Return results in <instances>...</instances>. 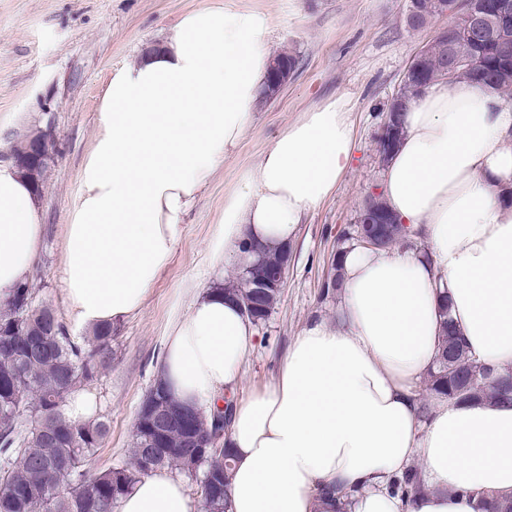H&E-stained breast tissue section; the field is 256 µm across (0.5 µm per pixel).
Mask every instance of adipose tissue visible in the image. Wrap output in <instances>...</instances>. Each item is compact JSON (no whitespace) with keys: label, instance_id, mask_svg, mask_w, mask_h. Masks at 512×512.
Wrapping results in <instances>:
<instances>
[{"label":"adipose tissue","instance_id":"1","mask_svg":"<svg viewBox=\"0 0 512 512\" xmlns=\"http://www.w3.org/2000/svg\"><path fill=\"white\" fill-rule=\"evenodd\" d=\"M269 61L252 15L209 7L112 77L63 241V291L81 323L142 308L186 214L251 127ZM403 127L380 188L427 250L344 254L340 327L310 323L276 382L234 408L229 512H323L329 485L353 494L352 512H474L469 492L512 495V404L439 399L425 417L415 393L437 355L443 294L471 355L512 370V106L461 78L421 93ZM351 151L341 100L289 124L225 202L214 266L250 244H289ZM43 236L31 183L0 162V301L31 279ZM255 334L216 280L171 326L160 379L210 412L239 387ZM415 466L427 490L408 500L389 484ZM117 512L199 504L162 469Z\"/></svg>","mask_w":512,"mask_h":512}]
</instances>
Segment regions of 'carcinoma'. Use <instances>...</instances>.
I'll return each mask as SVG.
<instances>
[{"label":"carcinoma","mask_w":512,"mask_h":512,"mask_svg":"<svg viewBox=\"0 0 512 512\" xmlns=\"http://www.w3.org/2000/svg\"><path fill=\"white\" fill-rule=\"evenodd\" d=\"M418 23L424 27L438 15V0H415ZM507 39L465 46L479 65L459 76L498 87L512 97V17ZM459 33L451 30L435 40L426 54L415 60L425 82L411 76L398 95L406 101L425 87L446 80L451 43ZM389 217L379 196L366 199L362 212ZM280 291L269 289L255 318L264 321L274 309ZM443 306L440 354L428 374L426 389L431 399L450 394L457 401L492 400L512 396V374L495 375L496 384L475 378L477 360L456 335ZM112 365V324L92 327L85 336L70 335L54 309L35 304L29 284L14 289L0 310V471L8 489L0 492V512H113L133 485L154 470L168 468L199 479L197 494L206 512H228L224 484L231 467L230 451L214 454L209 448L186 447L187 437L177 425L156 429L139 407L133 445L121 464L102 470L87 467L109 432L106 421L93 414L73 421L66 407L71 396L90 388ZM404 497L425 491L418 469H410L392 483ZM479 512H512V497H481Z\"/></svg>","instance_id":"cac0c4a2"}]
</instances>
